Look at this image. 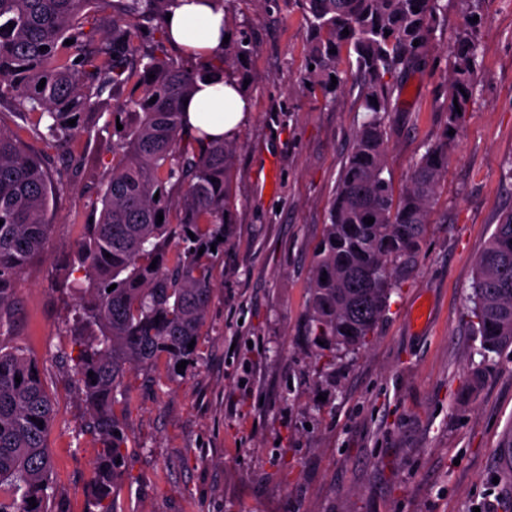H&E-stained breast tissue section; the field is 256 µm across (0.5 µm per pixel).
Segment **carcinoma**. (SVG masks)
<instances>
[{"instance_id": "cac0c4a2", "label": "carcinoma", "mask_w": 512, "mask_h": 512, "mask_svg": "<svg viewBox=\"0 0 512 512\" xmlns=\"http://www.w3.org/2000/svg\"><path fill=\"white\" fill-rule=\"evenodd\" d=\"M174 2L0 0V102L45 118L32 130L35 138L51 148L65 146L85 131L84 116L105 97L114 100V117L136 115L112 146V174L101 208L94 223L84 225L72 268L85 282L78 288L71 330L77 354L66 361L73 362L70 370L89 415L86 429L100 448L91 483L98 512H117L112 487L122 475L117 459L124 458L127 436L114 408L127 400L124 379L130 370H146L161 360L173 374L178 363L194 360L196 349L188 344L199 339L214 291L211 265L223 253L232 224L236 144L205 145L190 137L180 104L191 97L197 80L214 72L244 88L252 44L240 30L206 65L169 55L163 24ZM296 2L314 66L304 81L326 96L351 81L366 112L316 251L306 324L313 340L352 353L369 343L399 288L400 269L420 251L448 169L454 140L448 131H459L476 93L477 23L458 31L448 47L443 104L448 122L412 164L396 196L384 177L386 115L402 91L395 76L427 63L425 49L444 25L448 5L442 0ZM142 29L158 38L139 49L133 39ZM68 39L73 44H65ZM344 50L355 55V68H340ZM70 119L76 120L72 126ZM51 197L39 158L0 124V512H52L55 497L45 443L53 402L38 363L10 341L16 283L49 236ZM369 217L371 225L364 222ZM175 239L181 250L171 266L166 250ZM113 284L116 288L107 291ZM464 302L480 338L481 361L469 375L474 391L496 368L495 357L512 347V211L499 219L478 257Z\"/></svg>"}]
</instances>
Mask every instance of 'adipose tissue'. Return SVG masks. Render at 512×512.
I'll list each match as a JSON object with an SVG mask.
<instances>
[{
	"mask_svg": "<svg viewBox=\"0 0 512 512\" xmlns=\"http://www.w3.org/2000/svg\"><path fill=\"white\" fill-rule=\"evenodd\" d=\"M224 21L222 0H180L165 31L173 48L203 63L222 51ZM184 112L186 131L206 142H220L238 135L248 122L250 107L234 82L216 74L211 81H197Z\"/></svg>",
	"mask_w": 512,
	"mask_h": 512,
	"instance_id": "adipose-tissue-1",
	"label": "adipose tissue"
}]
</instances>
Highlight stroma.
I'll return each mask as SVG.
<instances>
[{
    "label": "stroma",
    "mask_w": 512,
    "mask_h": 512,
    "mask_svg": "<svg viewBox=\"0 0 512 512\" xmlns=\"http://www.w3.org/2000/svg\"><path fill=\"white\" fill-rule=\"evenodd\" d=\"M477 93L448 154L424 244L371 343L352 354L305 334L316 247L351 140L365 117L357 88L307 87V30L294 0H236L246 29L251 113L232 172L233 224L213 268L196 359L130 371L117 415L127 436L113 488L119 512H512V353L475 392L479 341L464 314L476 259L512 210V0H480ZM457 0L424 68L408 72L387 118L386 171L405 182L447 121L446 50ZM111 106L46 166L51 232L16 285L14 343L54 401L46 433L59 512H93L98 445L59 357L70 352L76 295L69 262L112 170ZM83 159L72 174L67 157Z\"/></svg>",
    "instance_id": "1"
}]
</instances>
